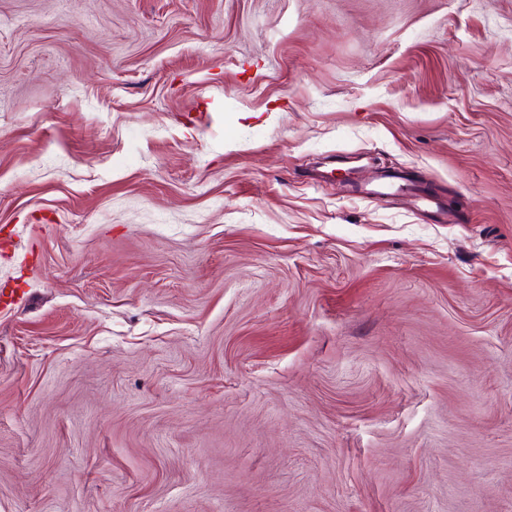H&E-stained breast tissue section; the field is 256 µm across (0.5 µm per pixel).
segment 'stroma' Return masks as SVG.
I'll return each instance as SVG.
<instances>
[{"label": "stroma", "mask_w": 512, "mask_h": 512, "mask_svg": "<svg viewBox=\"0 0 512 512\" xmlns=\"http://www.w3.org/2000/svg\"><path fill=\"white\" fill-rule=\"evenodd\" d=\"M1 237L0 512H512V0H0ZM367 197L380 199L384 196L402 195L409 197L413 203L421 209H430L433 201L425 196L419 195L413 189V184L404 180L400 174L390 171L381 172L376 183L368 189Z\"/></svg>", "instance_id": "1"}]
</instances>
